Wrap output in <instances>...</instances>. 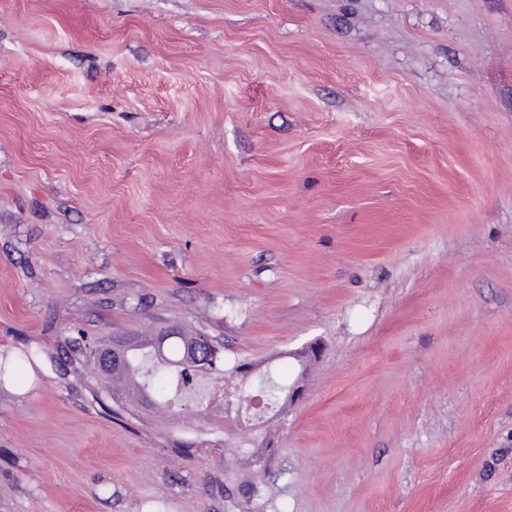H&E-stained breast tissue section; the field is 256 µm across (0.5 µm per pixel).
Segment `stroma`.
<instances>
[{
    "label": "stroma",
    "mask_w": 512,
    "mask_h": 512,
    "mask_svg": "<svg viewBox=\"0 0 512 512\" xmlns=\"http://www.w3.org/2000/svg\"><path fill=\"white\" fill-rule=\"evenodd\" d=\"M153 319L302 381L261 485ZM0 347V512H512V0H0ZM163 330H168V328L162 327L159 332ZM156 334L158 333L153 332L152 335ZM172 335L169 332L163 331L156 336L152 350L156 352L162 351L159 353L152 352L150 347L144 348V345L153 340L155 336H132L135 342L129 348L128 367L111 375H108L111 370L119 369L125 364L127 338L113 340L112 348L98 346L95 350L96 360L94 359L96 344L89 342L85 344V351L88 354L91 373L105 381L108 392L112 393L113 401L122 408L131 410V404L139 407L140 404H144L146 401V392L152 393L155 391L161 399L153 403L156 411L162 412L166 410L172 413L170 401L176 394L180 375L192 378L191 383L185 384V388L180 396L181 398L183 392L194 385L198 375L200 377L207 376L213 388L216 385L224 384V390L218 392L213 399L210 398L209 403L213 404L214 400L220 397L221 403H224L225 418L232 416L234 412V416L238 421L244 422L246 420L248 422L247 413L253 405L251 404L252 402L244 404L242 395L245 392L247 381L257 370L254 364L252 362H243L238 364L239 366L235 365L231 369H226L221 349L216 363H211L217 356L218 349L215 344L219 348L221 347L218 341L212 339L215 342L214 344L209 336L199 338L203 334L196 331H194L196 336H184L182 331L172 332ZM193 341L196 342L192 343ZM189 342L191 344L186 347L185 357L196 365L186 361L184 358L185 345ZM97 363L108 376L102 374ZM236 369L237 371L235 372ZM185 372L188 373L184 375ZM227 372H230V374L234 373L226 377ZM19 351L12 350L9 353L8 361L5 364L3 375H0L4 389L10 392H19L20 390H28L35 382H37L34 367L39 368L41 373H45V363L40 355L34 354L33 361L25 363L21 366L20 372L14 367V362L18 359ZM24 387V388H23Z\"/></svg>",
    "instance_id": "35a3bbf8"
}]
</instances>
